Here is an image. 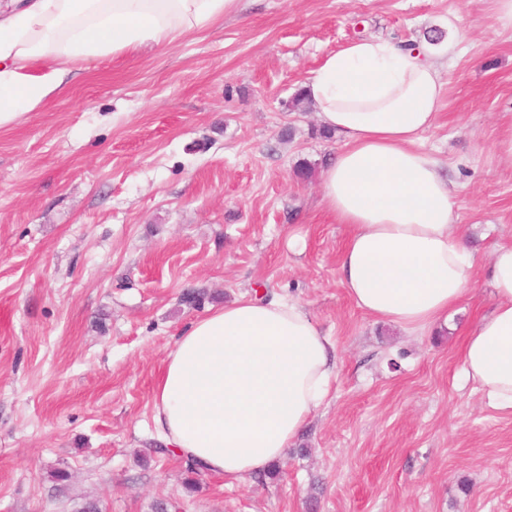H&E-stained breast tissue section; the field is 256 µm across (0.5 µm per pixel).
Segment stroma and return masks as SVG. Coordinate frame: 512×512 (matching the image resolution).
<instances>
[{
    "instance_id": "stroma-1",
    "label": "stroma",
    "mask_w": 512,
    "mask_h": 512,
    "mask_svg": "<svg viewBox=\"0 0 512 512\" xmlns=\"http://www.w3.org/2000/svg\"><path fill=\"white\" fill-rule=\"evenodd\" d=\"M433 29L454 48L421 142L457 186L477 265L447 326L406 330L341 284L350 228L321 203L341 140L294 98L351 40ZM511 135L497 0H242L0 128V512H512V412L461 354L496 303L492 250L512 242ZM189 289L200 305L182 303ZM243 295L302 305L336 343V378L279 474L205 472L191 491L184 459L158 451L154 386L176 336Z\"/></svg>"
}]
</instances>
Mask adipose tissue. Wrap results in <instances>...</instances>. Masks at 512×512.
<instances>
[{
  "instance_id": "obj_1",
  "label": "adipose tissue",
  "mask_w": 512,
  "mask_h": 512,
  "mask_svg": "<svg viewBox=\"0 0 512 512\" xmlns=\"http://www.w3.org/2000/svg\"><path fill=\"white\" fill-rule=\"evenodd\" d=\"M238 0H0V128L108 57L210 29ZM452 48L380 38L326 54L303 84L342 146L322 203L351 233L341 283L370 316L402 328L447 323L470 292L475 259L457 224L455 185L418 146L435 126ZM496 304L462 344L464 372L512 412V245L491 254ZM336 344L300 304L248 296L212 308L177 337L154 389L158 432L204 471L245 481L267 471L321 408Z\"/></svg>"
}]
</instances>
